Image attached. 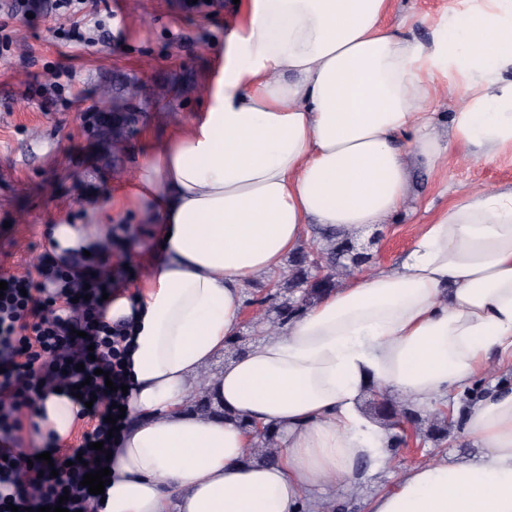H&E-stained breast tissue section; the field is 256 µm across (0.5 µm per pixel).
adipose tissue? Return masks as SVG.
I'll list each match as a JSON object with an SVG mask.
<instances>
[{
    "mask_svg": "<svg viewBox=\"0 0 512 512\" xmlns=\"http://www.w3.org/2000/svg\"><path fill=\"white\" fill-rule=\"evenodd\" d=\"M392 0H244L220 65L187 126L151 145L90 223L49 229L64 261L103 238L133 251L116 222L155 229L160 261L108 316L133 323L131 421L96 512H308L328 480L384 460L387 434L362 413L366 390L422 404L465 387L491 356L512 362V186L454 193L400 265L325 290L277 335L225 364L209 386L228 414L186 410L203 369L242 317V288L295 252L309 226L383 224L410 167L440 166L435 115L420 106L467 84L454 142L512 156V0H468L430 44L387 26ZM76 405H36L66 437ZM282 433L276 464L249 460L238 418ZM479 449L406 469L365 512H512V391L464 412Z\"/></svg>",
    "mask_w": 512,
    "mask_h": 512,
    "instance_id": "obj_1",
    "label": "adipose tissue"
}]
</instances>
